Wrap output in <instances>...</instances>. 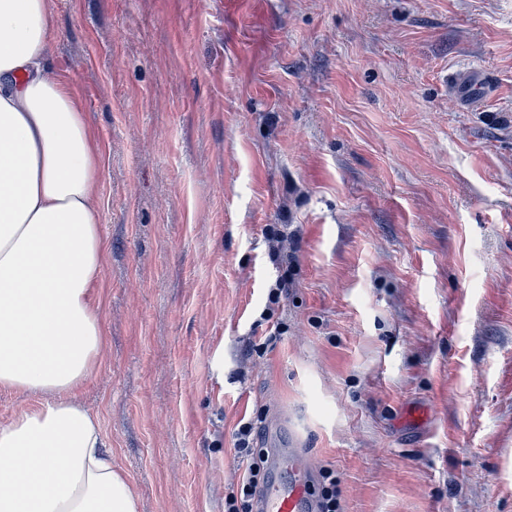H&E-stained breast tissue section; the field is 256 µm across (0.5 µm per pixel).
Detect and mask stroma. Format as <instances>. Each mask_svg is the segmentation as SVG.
Returning <instances> with one entry per match:
<instances>
[{
  "label": "stroma",
  "mask_w": 512,
  "mask_h": 512,
  "mask_svg": "<svg viewBox=\"0 0 512 512\" xmlns=\"http://www.w3.org/2000/svg\"><path fill=\"white\" fill-rule=\"evenodd\" d=\"M51 3L103 149L81 398L140 512H224L257 415L342 512H512V0ZM489 88L490 81L486 75L456 76L452 81L450 91L464 105L475 106L486 95ZM283 229H268L270 246V258L271 260L279 265L290 264L295 259V251L297 247V240L293 235L288 234L287 225Z\"/></svg>",
  "instance_id": "35a3bbf8"
}]
</instances>
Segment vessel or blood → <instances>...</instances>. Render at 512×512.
I'll return each mask as SVG.
<instances>
[{"mask_svg": "<svg viewBox=\"0 0 512 512\" xmlns=\"http://www.w3.org/2000/svg\"><path fill=\"white\" fill-rule=\"evenodd\" d=\"M487 76L455 77L450 91L464 105H476L488 92ZM265 470L268 480L254 500L253 512H320L317 461L303 451L296 439H284L280 422L271 419L267 425ZM289 470V480H281L282 470Z\"/></svg>", "mask_w": 512, "mask_h": 512, "instance_id": "b4317fda", "label": "vessel or blood"}]
</instances>
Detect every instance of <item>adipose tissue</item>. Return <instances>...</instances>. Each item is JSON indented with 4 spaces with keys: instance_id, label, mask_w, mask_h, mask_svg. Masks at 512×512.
Returning a JSON list of instances; mask_svg holds the SVG:
<instances>
[{
    "instance_id": "1",
    "label": "adipose tissue",
    "mask_w": 512,
    "mask_h": 512,
    "mask_svg": "<svg viewBox=\"0 0 512 512\" xmlns=\"http://www.w3.org/2000/svg\"><path fill=\"white\" fill-rule=\"evenodd\" d=\"M51 0H0V512H139L79 392L103 356L102 150L49 72Z\"/></svg>"
}]
</instances>
